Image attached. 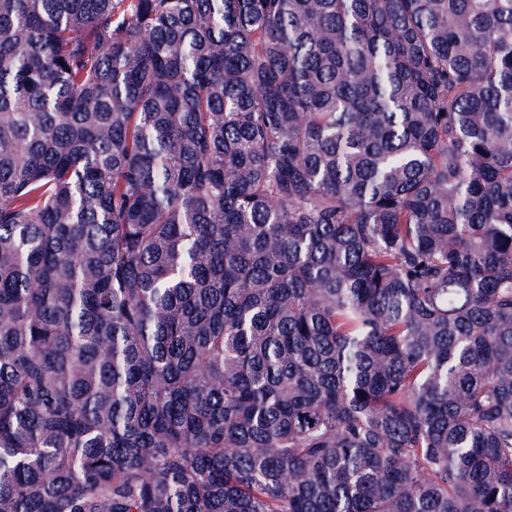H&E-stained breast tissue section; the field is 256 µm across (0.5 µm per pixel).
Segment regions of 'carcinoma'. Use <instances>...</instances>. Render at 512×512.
Instances as JSON below:
<instances>
[{
    "label": "carcinoma",
    "mask_w": 512,
    "mask_h": 512,
    "mask_svg": "<svg viewBox=\"0 0 512 512\" xmlns=\"http://www.w3.org/2000/svg\"><path fill=\"white\" fill-rule=\"evenodd\" d=\"M0 512H512V0H0Z\"/></svg>",
    "instance_id": "carcinoma-1"
}]
</instances>
